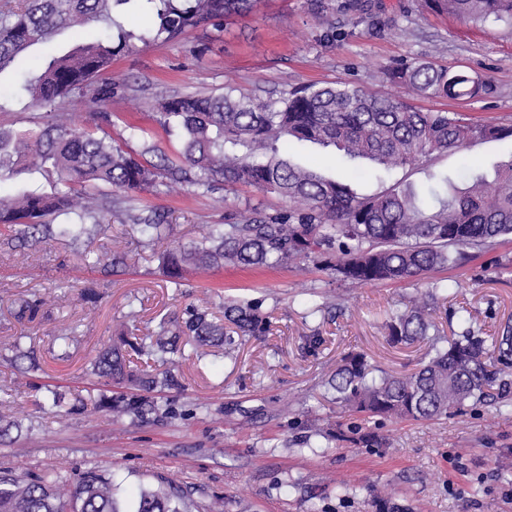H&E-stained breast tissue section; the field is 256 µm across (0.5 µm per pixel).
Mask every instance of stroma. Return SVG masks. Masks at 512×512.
<instances>
[{
  "label": "stroma",
  "mask_w": 512,
  "mask_h": 512,
  "mask_svg": "<svg viewBox=\"0 0 512 512\" xmlns=\"http://www.w3.org/2000/svg\"><path fill=\"white\" fill-rule=\"evenodd\" d=\"M350 2L257 0L221 30L199 28L177 42L140 44L120 54L108 74L110 100L74 98L62 109L77 128L110 114L108 131L117 144L138 153L152 146L175 160L180 137L154 120L162 96L220 94L230 87L239 97L274 101L303 85L340 82L391 93L388 66L427 59L479 74L492 91L465 101L419 98L418 109L512 125L511 30L433 13L424 0H364L365 14L350 10ZM0 86L6 91L0 126L44 127L48 108L30 105L17 78L2 75ZM288 153L330 177L361 171L359 189L375 194L398 182L426 190L430 174L453 178L466 162L493 174L512 156V139L475 141L380 176L367 161L310 143L290 145ZM129 206L164 215L169 235L148 245L126 215H105V229L90 248L106 262L113 252L124 253L126 265L115 272L86 268L61 240L19 253L0 235V344L21 339L39 361L38 371L26 375L0 366V401H10L16 423L0 438V468L71 479L95 469L112 473L130 495L169 475L188 487L189 512H203L216 495L223 496L225 512H512V416L492 406L472 405L431 422L370 419L368 428L387 438L384 448L333 441L312 450L302 443L311 411L332 425L350 420L326 391L343 354L364 353L391 374L423 361L425 344H391L381 329L403 303L436 291L430 318L448 336L470 326L494 336L512 324V242L410 283L355 284L312 264L304 272L288 265L227 267L208 281L190 277L177 287L163 274L164 252L199 239L204 225L223 223L226 209L271 213L287 201L241 187L218 204L213 194L178 184L133 194ZM228 298L259 302L269 329L243 337L231 358L216 348L186 346L179 367L186 389L168 394L182 417L134 429L95 409L102 387L84 368L110 338L130 327L157 331L161 321L203 301L222 315ZM36 302L37 315H23V307ZM68 330L76 342L64 358L55 339ZM46 385L80 396L84 408L62 419L46 413ZM196 403L209 404L211 416H189ZM340 485L348 497H337Z\"/></svg>",
  "instance_id": "35a3bbf8"
}]
</instances>
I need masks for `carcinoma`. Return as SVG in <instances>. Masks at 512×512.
Instances as JSON below:
<instances>
[{
  "mask_svg": "<svg viewBox=\"0 0 512 512\" xmlns=\"http://www.w3.org/2000/svg\"><path fill=\"white\" fill-rule=\"evenodd\" d=\"M132 0H4L0 4V73L23 64L24 53L71 29L82 36L102 26L103 37L83 40L63 54L42 58L24 76L30 103L56 106L78 96L112 98L104 82L114 57L140 42H173L188 31L213 25L252 8L254 0H142L151 22L125 27L115 9ZM435 13L454 15L475 26L504 23L512 27V0H425ZM386 79L420 98L473 99L492 91L491 84L464 70L450 71L426 60L385 70ZM157 122L166 132H181L179 160L160 157L147 147L135 156L106 132L75 130L65 113L31 136L0 126V168L14 158L35 155L42 170L57 176L52 194L28 190L0 196V225L14 233L10 243L25 248L58 237L77 246L104 230V212H124L150 241L167 236L168 225L154 211L134 213L125 198L155 192L167 183H184L212 193L220 186L252 187L288 200L286 209L248 215L230 211L222 224H208L201 239L163 256L167 277L178 284L190 273H209L226 265L297 268L313 261L343 281H421L435 271L460 265L469 255L495 250L512 236V157L489 181L470 171L456 182L435 180L432 202L399 183L376 194L358 192L355 179L325 176L315 167L288 158V143L334 147L348 158H364L380 170L404 168L435 153L458 152L477 140L512 137V127L480 122L465 112H422L399 97L376 95L355 86L309 85L278 101L221 95L164 96ZM101 184L117 196L98 197ZM66 216L63 224L47 221ZM427 300L391 313L383 324L393 344L429 343L425 360L409 374L374 375L361 352L342 356L329 389L342 408L366 418L382 416L427 422L461 413L468 403L489 402L509 408L512 381V326L486 338L467 328L441 340L430 336ZM268 322L258 305L232 302L224 317L211 318L190 306L181 320L160 323L139 338L125 334L104 346L86 374L122 385L115 395L101 394L95 408L139 427L149 418L181 415L174 403L160 401L164 390L180 392L174 355L188 337L196 346H222L235 352V337L259 335ZM4 358L19 373L38 369L34 352L11 343ZM50 410L59 417L75 405L67 393L46 387ZM324 439L350 441L361 448H381L384 441L360 426L336 425V433L317 430ZM121 485L112 475L88 470L71 481L56 472L17 475L0 468V512H125ZM188 489L171 477L139 489L132 512H185Z\"/></svg>",
  "mask_w": 512,
  "mask_h": 512,
  "instance_id": "cac0c4a2",
  "label": "carcinoma"
}]
</instances>
